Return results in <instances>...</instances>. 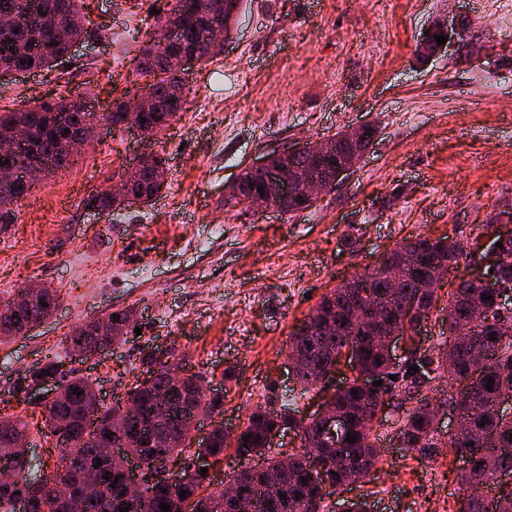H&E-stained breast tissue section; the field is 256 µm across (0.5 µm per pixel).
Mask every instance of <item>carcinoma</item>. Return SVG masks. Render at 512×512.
Masks as SVG:
<instances>
[{
  "label": "carcinoma",
  "mask_w": 512,
  "mask_h": 512,
  "mask_svg": "<svg viewBox=\"0 0 512 512\" xmlns=\"http://www.w3.org/2000/svg\"><path fill=\"white\" fill-rule=\"evenodd\" d=\"M236 2L174 0L165 15L159 17L160 25L175 19L177 31L171 39L149 40L138 52L137 71L152 77L142 93L152 102L150 111L134 112L124 101L101 114L89 110L82 100L37 101L0 113L1 133L18 125L29 131L25 144L10 145L0 149V154H5L20 171L43 160L53 172L75 163L65 145H81L90 140L101 120L117 130L136 125L147 136L165 130L183 110L187 97L183 77L176 71L179 59L190 55L207 61L218 55L222 43L208 40L205 32L216 22L224 35H230ZM82 5L83 0H0V16L16 18L13 25L0 24V74L43 69L67 55L71 41L87 33ZM29 59L33 64H26ZM162 165V157L152 156V163L143 167L130 187L141 202L149 203L162 192L165 178L157 173ZM261 185L263 177L259 173L250 169L242 173V196L256 192ZM31 189L19 182L0 184V218L9 215V206ZM122 204L107 190L89 195L86 202L101 213ZM498 241L503 247L493 242L482 257H494L490 268L512 293V236L499 237ZM463 255L464 246L449 236L419 234L404 240L386 253L381 265L357 272L323 294L310 310L314 318L302 320L289 334L287 357L297 362V382L305 391L318 388L324 392L326 403L346 419L344 436L356 437L355 442L344 441L338 446L323 433L317 415L306 417L289 403L279 405L270 400L251 410L236 435L225 433L221 423L214 425L209 442L196 449L195 454L220 462L228 446H233L241 460L233 479L254 501L255 512H324L326 497L360 481L378 462L381 449L372 441L378 408L400 409V398L411 399L422 387L446 378L448 394L439 404L454 405L474 428V434L463 440L441 438L433 428L430 399L424 397L405 409L397 429L398 443L406 451L424 457L446 448L465 459L467 467L457 473L461 491L458 512H512V489L498 487L500 476L512 474V415L498 410L502 399H512V334L502 336L497 327L500 320L512 322V308L501 309L491 299L484 301L486 312L478 313L473 301L481 291L469 279L461 280L448 292V305L441 308L438 289L421 287L433 265L451 268ZM404 268L407 273L403 287H386ZM407 295L414 297L421 309L408 320L412 332L422 331L433 310L439 308L445 312L442 322L448 335L441 336L435 346H415L403 362L396 363L385 355L381 341L359 322L352 302L368 300L398 323L404 319L402 304ZM59 302L60 294L52 288L31 303L0 300V343L25 334L30 323L48 317ZM125 321V311L109 313L76 327L65 342L71 349L93 353L123 340ZM492 336L496 340H490ZM344 354L357 376L329 394L323 385V372L337 365L339 356ZM477 357L485 359V366L478 380L472 382L473 360ZM180 366L181 354L174 347L152 381L132 384L110 408L103 407L97 399L90 379L69 376L46 420V426L54 432L60 466L41 479L31 474L30 460L18 455L0 457V468L12 470L15 476L10 489H0V512H18V503L25 506V512H62L63 499L78 502L77 512H119L121 508L127 512H163L160 506L164 503L170 506V512H231L215 491L202 492L207 476L185 465L178 484L148 485L140 501L134 503L126 496L123 470L98 450L97 432L112 430L126 435L124 447L146 468L166 462L176 466L185 461L191 442L180 444L167 435L189 429L193 418L219 412L223 404L207 398L195 374H183L179 381L166 378L168 371ZM413 366L418 371L411 370ZM63 375L61 359L49 358L30 374V381L34 385L55 382ZM391 375L396 380L389 379ZM363 377L371 385L362 384ZM378 380L382 385H372ZM489 380L494 384L487 385ZM75 388L80 394L73 393ZM282 425L299 436V446L287 449L282 443L275 448L267 445L270 428ZM19 429L26 431L28 426L17 417L0 414V448L6 447ZM273 473L284 497L269 500L264 486L267 475ZM495 488L498 492L493 496L486 495ZM182 491L186 492L184 499L179 497Z\"/></svg>",
  "instance_id": "obj_1"
}]
</instances>
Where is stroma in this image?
I'll list each match as a JSON object with an SVG mask.
<instances>
[{
  "mask_svg": "<svg viewBox=\"0 0 512 512\" xmlns=\"http://www.w3.org/2000/svg\"><path fill=\"white\" fill-rule=\"evenodd\" d=\"M172 3L84 0L86 39L52 68L0 77V110L83 98L107 112L132 99L144 83L135 48ZM506 7L512 0H243L223 51L186 73V104L168 128L147 137L98 125L77 163L35 184L0 223V298L33 283L61 298L50 317L0 344V413L29 423L34 462L49 474L59 460L31 370L64 357L75 325L114 310H134L136 331L70 365L96 382L104 405L140 375L144 349L173 345L205 389L223 393L222 413L202 419L195 439L218 421L242 427L270 397L292 395L313 413L317 398L291 376L286 342L321 294L402 240H469L512 208ZM450 15L465 47L418 57L425 32ZM364 123L376 140L311 208L225 204L227 187L268 153ZM149 153L168 168L156 200L108 214L86 207ZM216 224L222 236L211 235ZM375 435L378 470L327 497L329 512L358 496L372 512H456L452 456L400 451L390 412Z\"/></svg>",
  "mask_w": 512,
  "mask_h": 512,
  "instance_id": "obj_1",
  "label": "stroma"
}]
</instances>
